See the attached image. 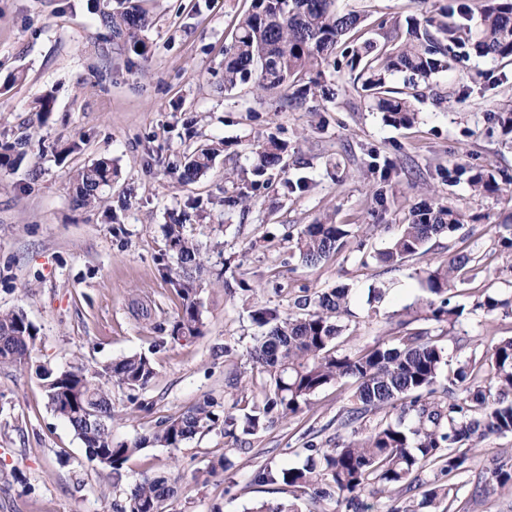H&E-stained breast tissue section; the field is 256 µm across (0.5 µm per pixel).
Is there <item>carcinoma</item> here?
Returning <instances> with one entry per match:
<instances>
[{
	"instance_id": "obj_1",
	"label": "carcinoma",
	"mask_w": 512,
	"mask_h": 512,
	"mask_svg": "<svg viewBox=\"0 0 512 512\" xmlns=\"http://www.w3.org/2000/svg\"><path fill=\"white\" fill-rule=\"evenodd\" d=\"M141 0H117L110 7L105 0L100 9L104 26L131 51L144 56L147 45L143 31L148 26ZM470 14L468 0H450L438 17H411L409 38L386 54L376 41H352L347 65L366 75L363 83L383 119L392 126L414 123L417 112L408 98L388 95L386 83L394 72L408 73L423 80L448 68L454 49L466 46L479 56H512V0H487L475 28L458 23ZM362 22L359 13H340L336 0H252L239 21L231 43L225 49L224 89L252 82L259 93L291 88L290 81L306 74L322 76L336 65V47ZM218 148L197 147L178 173V181L189 182L212 165ZM287 145L275 137L255 147L253 175L263 176L281 165ZM112 180V163L98 160L76 176V195L84 205L98 200L100 188ZM479 194H506L512 197V177L497 178L491 170L469 177ZM466 223V215L443 203L416 208L406 223L398 225L388 247L373 255L387 264L403 263L426 253L425 245L434 237L453 233ZM348 230L323 215L295 235L288 236L299 257L315 265L346 245ZM167 246L177 266L162 272L180 299L181 312L174 328L186 339L201 335L199 278L204 270L199 245L184 235L183 225L166 227ZM475 257L458 254L445 265L427 272L426 285L435 299L428 302L431 319L453 327L463 308L453 303L458 279L474 271ZM350 288L338 285L300 297L295 310L281 316L256 305L253 322L268 327L253 337L248 355L262 375L263 406L244 414L242 433L255 435L273 418L288 419L303 410L310 397L325 386L350 381L354 389L348 404L338 415L343 427L361 423L387 408L400 409L414 419L405 429L401 423L380 422L327 448L309 440L306 462L298 467L265 468L254 476L259 485H277L292 499L263 503L255 512H299L297 493L309 492L330 500L333 508L322 512H373L370 495H385L393 501L388 512H419L437 508L452 490L443 483L470 468L469 452L491 435H512V337L495 343L478 359L469 360L452 371L444 389L447 398H437L440 374L448 363L439 336L408 332L396 336L393 346L376 339L369 346L344 351L336 340L344 330L341 318L349 314ZM473 310L487 318L512 314V299L481 294ZM37 328L21 312L0 313V364L26 368L31 362ZM53 412L64 420L85 445L89 460L100 456L118 480L128 461L145 447L176 450L200 432L218 424V418L203 403L187 409L180 417L163 423L150 437L133 441H112L113 383L131 392L146 389L156 371L144 354L124 356L97 370L85 365L66 369L43 368L38 372ZM427 465L436 467L433 481L422 482L418 473ZM512 483V470L498 466L485 479L483 490L495 491ZM421 490V500H404L413 489ZM174 490L169 478L144 474L134 485L127 507L121 512H165V503Z\"/></svg>"
}]
</instances>
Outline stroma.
<instances>
[{
	"mask_svg": "<svg viewBox=\"0 0 512 512\" xmlns=\"http://www.w3.org/2000/svg\"><path fill=\"white\" fill-rule=\"evenodd\" d=\"M448 0H336L362 15L366 37L391 50L407 38L406 19ZM148 53L128 51L100 22L95 0H0V144L19 143L15 165L0 167V311H22L37 327L36 363L59 370L99 368L145 354L157 375L129 395L112 389L114 441L151 435L165 420L209 402L216 415L236 400L235 382L253 375L247 350L259 327L254 303L288 313L302 289L350 288L351 314L337 340L352 350L404 329L447 339L458 364L512 337V315L487 319L470 306L480 294L512 295V253L499 238L512 199L479 195L455 169L512 175V134L497 117L512 109V57L470 56L429 80L390 76L418 112L414 124H386L348 67L328 68L321 90L295 106L286 92L255 94L251 84L224 88V49L251 0H143ZM53 92L52 112L37 100ZM288 143L286 169L249 187L253 146L268 135ZM219 146L213 166L189 183L174 171L195 148ZM114 175L99 201L78 202L74 176L99 159ZM306 178L305 191L290 182ZM382 189L377 202L374 189ZM247 192V206L224 198ZM449 203L469 221L429 241L424 255L393 266L362 256L384 249L409 211ZM334 214L350 235L337 254L308 266L294 256L289 233ZM180 222L204 260L202 335L177 339L179 302L160 274L175 260L166 225ZM467 251L483 270L457 282L459 324L431 320L427 270ZM253 289L238 290L239 281ZM383 289L368 316L371 288ZM151 306L137 315L138 301ZM347 382L311 396L297 416L240 438L217 428L179 450L146 447L121 481L87 458L84 444L49 408L34 369L0 365V512H112L143 473L176 481L167 512H250L286 495L251 484L264 467L301 465L304 443L344 438L336 416ZM226 457L221 473L211 460ZM512 466V436H490L469 471L455 479L452 512H512V484L485 494L480 474Z\"/></svg>",
	"mask_w": 512,
	"mask_h": 512,
	"instance_id": "1",
	"label": "stroma"
}]
</instances>
